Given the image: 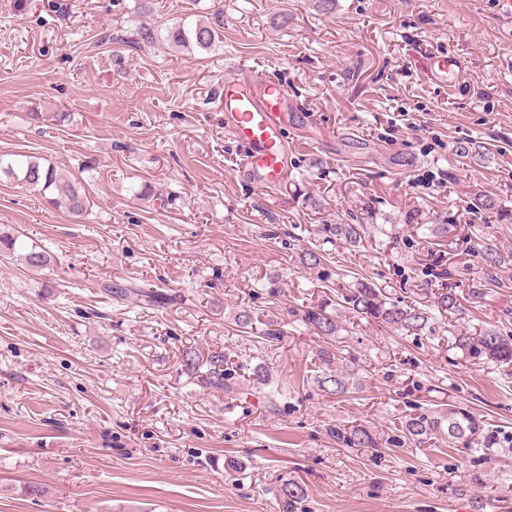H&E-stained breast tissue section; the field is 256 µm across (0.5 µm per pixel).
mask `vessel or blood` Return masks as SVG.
Masks as SVG:
<instances>
[{
	"instance_id": "b4317fda",
	"label": "vessel or blood",
	"mask_w": 512,
	"mask_h": 512,
	"mask_svg": "<svg viewBox=\"0 0 512 512\" xmlns=\"http://www.w3.org/2000/svg\"><path fill=\"white\" fill-rule=\"evenodd\" d=\"M224 127L244 148L238 167L258 187L277 186L286 173L289 145L285 128L291 102L287 90L263 71L224 78Z\"/></svg>"
}]
</instances>
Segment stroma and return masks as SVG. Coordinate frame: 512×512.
Segmentation results:
<instances>
[{"label": "stroma", "mask_w": 512, "mask_h": 512, "mask_svg": "<svg viewBox=\"0 0 512 512\" xmlns=\"http://www.w3.org/2000/svg\"><path fill=\"white\" fill-rule=\"evenodd\" d=\"M218 6L214 52L122 42ZM439 52L463 60L453 87L428 77ZM228 66L288 89L297 150L275 188L236 173ZM462 140L482 163L458 156ZM0 154L79 178L90 199L77 223L0 178V234L51 256L35 273L0 254V512H282L289 478L308 489L297 512H512V366L448 346L463 328L512 327V0H0ZM478 191L498 223L473 214ZM359 213L363 246L337 242L330 226ZM447 222L454 251L427 231ZM488 241L507 260L475 303ZM308 249L328 262L304 268ZM360 276L420 306L446 285L464 310L423 339L342 318L338 363L362 386L339 398L315 380L335 339L295 311ZM143 289L175 301L149 308ZM271 322L284 339L260 348ZM189 350L223 352L241 377L268 367L282 399L201 389ZM452 404L484 416L492 447L392 445L401 417ZM352 421L377 447L336 445L330 428Z\"/></svg>", "instance_id": "obj_1"}]
</instances>
